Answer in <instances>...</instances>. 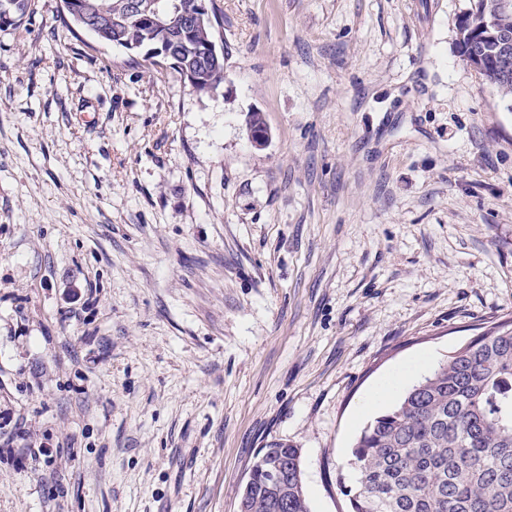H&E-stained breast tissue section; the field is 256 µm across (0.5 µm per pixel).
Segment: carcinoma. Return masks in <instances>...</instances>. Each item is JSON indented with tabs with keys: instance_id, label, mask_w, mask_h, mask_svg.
I'll return each instance as SVG.
<instances>
[{
	"instance_id": "carcinoma-1",
	"label": "carcinoma",
	"mask_w": 512,
	"mask_h": 512,
	"mask_svg": "<svg viewBox=\"0 0 512 512\" xmlns=\"http://www.w3.org/2000/svg\"><path fill=\"white\" fill-rule=\"evenodd\" d=\"M88 2L106 26L89 27L98 40L136 54L165 47L180 58L158 56L201 75L192 85L208 95L224 85V57L200 60L194 48L215 28L177 24L157 29L123 18L125 0ZM501 0H476L458 24V48L468 65L512 101V52L496 50L498 31L512 32V10ZM33 13L32 0H0V30L16 29ZM352 457L356 486L340 484L348 512H512V320L475 336L391 409L362 430ZM288 468L283 483L274 476ZM239 512H310L299 449L273 443L258 452L239 500Z\"/></svg>"
}]
</instances>
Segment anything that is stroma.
I'll list each match as a JSON object with an SVG mask.
<instances>
[{
    "instance_id": "obj_1",
    "label": "stroma",
    "mask_w": 512,
    "mask_h": 512,
    "mask_svg": "<svg viewBox=\"0 0 512 512\" xmlns=\"http://www.w3.org/2000/svg\"><path fill=\"white\" fill-rule=\"evenodd\" d=\"M474 3L216 0L210 95L62 0L0 31V512H238L273 441L345 512L363 401L512 317Z\"/></svg>"
}]
</instances>
